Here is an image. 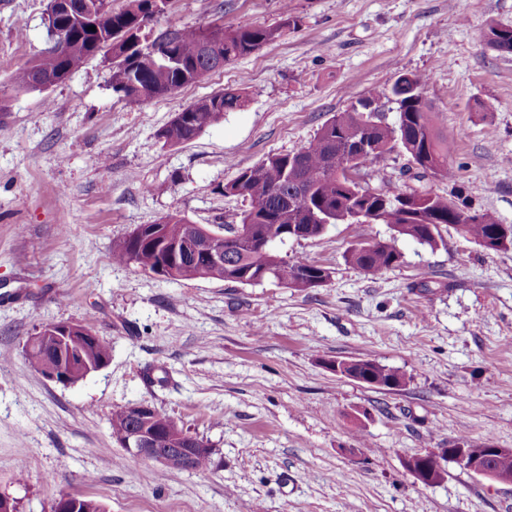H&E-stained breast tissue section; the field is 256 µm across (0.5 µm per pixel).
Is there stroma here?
<instances>
[{"mask_svg":"<svg viewBox=\"0 0 512 512\" xmlns=\"http://www.w3.org/2000/svg\"><path fill=\"white\" fill-rule=\"evenodd\" d=\"M277 41L172 94L136 104L112 90V62H87L45 90L12 77L49 36L47 0H0V496L52 512L65 494L105 512H512V483L455 462L425 485L414 455L512 448V251L455 232L430 248L398 239L400 266L370 278L351 244L384 224H335L282 254L327 268L300 292L273 282H169L112 260L137 227L178 212L232 224L238 171L312 141L334 114L402 72L453 129L448 164L474 208L512 224V54L490 23L512 0H172L146 40L198 23L278 25ZM233 88L246 105L190 142L158 132L188 104ZM490 102L494 111H482ZM48 323L90 326L110 360L73 384L44 377L24 347ZM401 370L385 390L336 374L333 360ZM147 403L207 440L204 471L164 475L112 438L114 409ZM487 45L499 53L512 54V26L492 23L486 33Z\"/></svg>","mask_w":512,"mask_h":512,"instance_id":"1","label":"stroma"}]
</instances>
